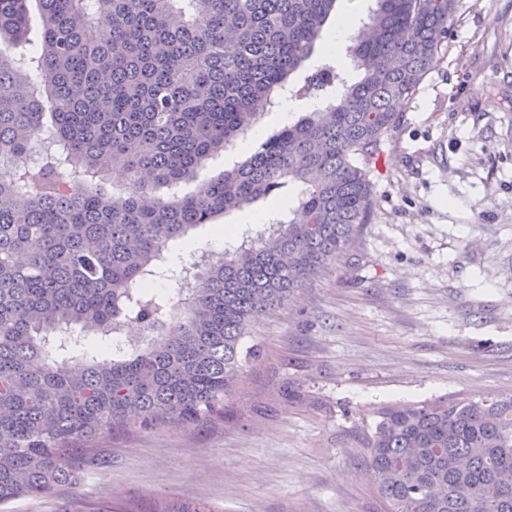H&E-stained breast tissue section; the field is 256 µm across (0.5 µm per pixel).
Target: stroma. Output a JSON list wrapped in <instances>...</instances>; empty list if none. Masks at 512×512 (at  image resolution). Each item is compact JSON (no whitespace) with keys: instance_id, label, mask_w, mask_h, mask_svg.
Instances as JSON below:
<instances>
[{"instance_id":"stroma-1","label":"stroma","mask_w":512,"mask_h":512,"mask_svg":"<svg viewBox=\"0 0 512 512\" xmlns=\"http://www.w3.org/2000/svg\"><path fill=\"white\" fill-rule=\"evenodd\" d=\"M369 179L368 224L257 320L223 417L97 435L75 484L0 512H380L358 441L376 408L512 394V0H457Z\"/></svg>"}]
</instances>
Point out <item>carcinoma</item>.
<instances>
[{
	"label": "carcinoma",
	"mask_w": 512,
	"mask_h": 512,
	"mask_svg": "<svg viewBox=\"0 0 512 512\" xmlns=\"http://www.w3.org/2000/svg\"><path fill=\"white\" fill-rule=\"evenodd\" d=\"M348 48L292 89L327 97L195 192V178L277 103L336 0H0V166L42 136L57 157L0 171V505L72 484L65 451L113 428L222 414L255 319L341 260L368 223L369 167L433 68L455 0H374ZM96 29L100 37L87 39ZM126 176L109 194L110 172ZM301 183L296 199L287 188ZM288 221L211 261L182 309L149 283L169 241L259 201ZM158 335L106 354L115 324ZM358 435L385 512H512V395L399 404Z\"/></svg>",
	"instance_id": "1"
}]
</instances>
